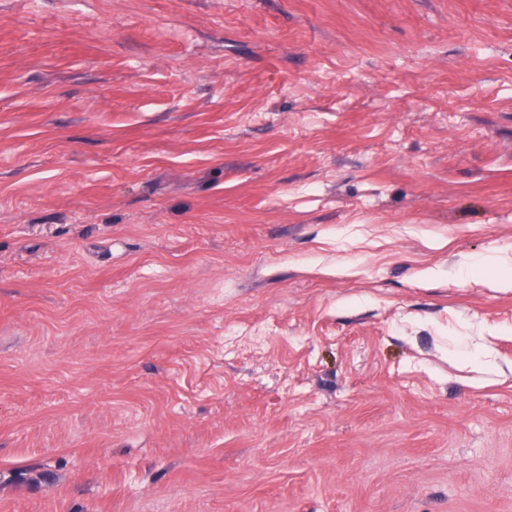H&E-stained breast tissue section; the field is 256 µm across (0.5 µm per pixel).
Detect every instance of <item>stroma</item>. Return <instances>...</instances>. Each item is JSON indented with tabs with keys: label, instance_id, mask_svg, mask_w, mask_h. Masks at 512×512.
Masks as SVG:
<instances>
[{
	"label": "stroma",
	"instance_id": "stroma-1",
	"mask_svg": "<svg viewBox=\"0 0 512 512\" xmlns=\"http://www.w3.org/2000/svg\"><path fill=\"white\" fill-rule=\"evenodd\" d=\"M512 0H0V512H512Z\"/></svg>",
	"mask_w": 512,
	"mask_h": 512
}]
</instances>
